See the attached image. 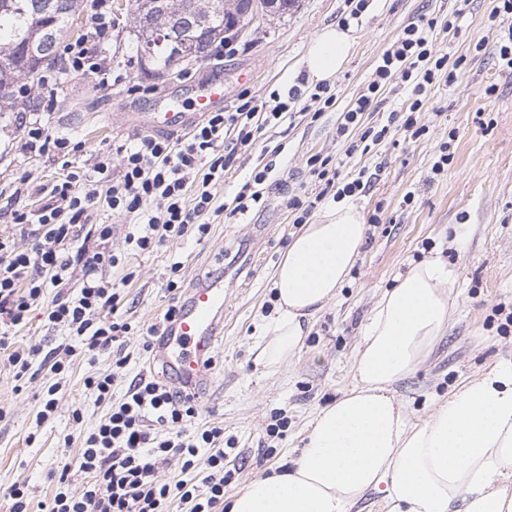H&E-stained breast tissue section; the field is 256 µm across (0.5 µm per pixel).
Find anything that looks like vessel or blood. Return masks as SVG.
<instances>
[{"mask_svg": "<svg viewBox=\"0 0 512 512\" xmlns=\"http://www.w3.org/2000/svg\"><path fill=\"white\" fill-rule=\"evenodd\" d=\"M224 107V84L210 80L201 85L191 112H145L138 120L156 133L185 130L207 113ZM224 333V280L204 278L192 288L167 336L159 339V362L167 382L186 393L199 396L212 387V361Z\"/></svg>", "mask_w": 512, "mask_h": 512, "instance_id": "1", "label": "vessel or blood"}]
</instances>
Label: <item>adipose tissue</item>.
Here are the masks:
<instances>
[{
    "instance_id": "ef3b65f1",
    "label": "adipose tissue",
    "mask_w": 512,
    "mask_h": 512,
    "mask_svg": "<svg viewBox=\"0 0 512 512\" xmlns=\"http://www.w3.org/2000/svg\"><path fill=\"white\" fill-rule=\"evenodd\" d=\"M355 40L352 29L325 27L305 56L309 77L336 76ZM365 235L361 212L338 205L294 236L272 278L276 314L262 328L258 354L265 367L297 351ZM453 282L448 264L430 259L386 292L352 365L355 387L318 412L289 467L255 478L227 512H351L372 491L388 512H512V364L460 384L415 424L391 393L446 335Z\"/></svg>"
}]
</instances>
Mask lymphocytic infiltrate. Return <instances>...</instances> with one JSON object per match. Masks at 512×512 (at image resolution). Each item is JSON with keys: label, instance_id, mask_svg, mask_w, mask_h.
Listing matches in <instances>:
<instances>
[{"label": "lymphocytic infiltrate", "instance_id": "f902f5d3", "mask_svg": "<svg viewBox=\"0 0 512 512\" xmlns=\"http://www.w3.org/2000/svg\"><path fill=\"white\" fill-rule=\"evenodd\" d=\"M92 4L89 39L64 45L61 57L66 68L98 77L112 72L95 47L111 40L114 19L112 0H92ZM462 65V60L437 54L422 27L406 25L381 55L366 89L342 114L338 136L356 128L361 131L359 139L349 143L348 153H355L362 143L385 140L394 126L410 137H420L424 129L415 113L428 86L440 76L455 82ZM393 83L409 89V114L393 112L384 126L362 127L375 98ZM298 99L294 88L284 95L272 91L265 101L243 90L232 111L208 113L177 140L141 135L132 145H112L77 169L65 159L64 172L52 185L35 187L19 180L13 199L37 192L46 201L36 213L22 208L10 211L11 224L33 237L31 248L16 249L0 237V325L25 326L29 311L42 303L46 289L61 285L66 273L74 272L79 276L78 291L56 295L47 305L48 322L66 328L86 351L112 345L131 328L117 318L122 298L108 275L110 269L122 266L123 259L109 246L112 225L90 224L92 210L103 201L113 214L127 220L126 241L139 252L153 251L171 239L205 238L210 226L202 217L213 209L216 187L223 184L238 155L252 148L267 127L294 120L289 106ZM114 166L119 169L115 177L110 174ZM81 225L94 246L76 244L74 230ZM76 347L61 345L47 353L38 345L13 349L8 336H0V349H9L20 378L38 356L53 375H63ZM113 383L110 374L86 378V388L98 402L109 403L110 410L83 436L78 469L88 480L81 493L71 492L67 474H60L48 512H168L175 500L188 505L189 512H220L230 480L224 472L223 427H193L198 414L195 402L154 377L133 380L117 402L112 399ZM173 457L179 458L186 479L173 485L160 482L159 468ZM202 467L207 474L198 484L190 474Z\"/></svg>", "mask_w": 512, "mask_h": 512}]
</instances>
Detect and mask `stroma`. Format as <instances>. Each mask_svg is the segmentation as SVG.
<instances>
[{
	"mask_svg": "<svg viewBox=\"0 0 512 512\" xmlns=\"http://www.w3.org/2000/svg\"><path fill=\"white\" fill-rule=\"evenodd\" d=\"M493 0H368L349 26L357 40L353 54L328 86L334 106L317 121L296 120L292 127L267 130L242 156L215 191L220 204L257 166L272 163L265 206L242 215L212 217L207 238L167 241L153 252L129 254L125 223L96 207L91 220L110 224L114 252L128 254L135 280L122 286L127 317L137 333L120 337L94 357L73 358L56 395L55 416L36 417L54 376L47 366L33 365L32 375L17 378L6 351L0 350V512H11V487L23 488L32 512L49 505L61 472L70 489L80 492L85 478L77 456L85 431L108 409L86 389V377L114 373L113 400L129 383L149 374L150 355L142 349V329L157 322L173 303L166 288L169 266L180 262L185 288L209 275L224 277V337L215 355V382L197 406V424L224 428V468L232 479L226 494L243 491L258 475L287 466L301 449L318 411L339 399L354 384L351 366L374 306L399 278L420 261L438 258L454 268L451 295L456 301L453 324L430 357L393 394L411 422L427 419L455 386L496 365L512 362V72L497 60L498 31L488 21ZM345 0H299L283 17L256 19L235 36L234 53L184 65L179 78L142 76L132 48L134 34L125 12L112 33L106 53L123 82L106 83L70 72L57 94V106L43 122L51 138L82 145L72 155L82 165L91 154L137 134L128 112H154L168 100L192 109L198 84L210 73L224 79L225 109H233L238 93L249 90L259 100L274 90L287 91L305 77L306 51L326 26L338 24ZM457 14V28L441 23ZM437 19L429 38L436 51L464 57L461 80L434 83L416 118L426 132L414 140L386 139L367 154L346 156L336 126L375 64L408 24ZM20 114L0 112V206L6 205L15 181L28 177L48 183L62 172L54 153L25 151ZM453 161L438 177L430 169L440 148ZM342 161L349 178L364 177L369 190L351 197L370 223L360 254L335 299L316 315L299 351L277 371L258 361L260 329L275 314L270 277L287 252L295 218L289 198L318 191L310 173L311 155ZM412 203H405L406 195ZM18 347L40 345L49 351L68 343L61 328L49 325L44 307H36L29 323L11 337ZM81 409L82 422L72 412ZM288 419L282 434H270L275 416Z\"/></svg>",
	"mask_w": 512,
	"mask_h": 512,
	"instance_id": "stroma-1",
	"label": "stroma"
}]
</instances>
